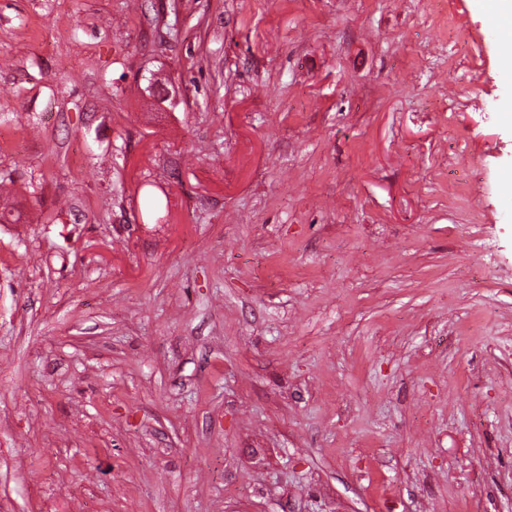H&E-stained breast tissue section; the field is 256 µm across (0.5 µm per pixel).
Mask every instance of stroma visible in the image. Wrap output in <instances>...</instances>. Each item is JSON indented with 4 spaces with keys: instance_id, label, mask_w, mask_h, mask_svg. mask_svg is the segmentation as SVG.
<instances>
[{
    "instance_id": "stroma-1",
    "label": "stroma",
    "mask_w": 512,
    "mask_h": 512,
    "mask_svg": "<svg viewBox=\"0 0 512 512\" xmlns=\"http://www.w3.org/2000/svg\"><path fill=\"white\" fill-rule=\"evenodd\" d=\"M499 37L0 0V512H512Z\"/></svg>"
}]
</instances>
